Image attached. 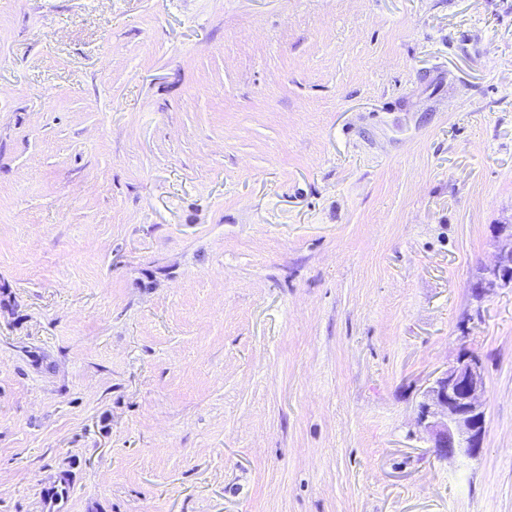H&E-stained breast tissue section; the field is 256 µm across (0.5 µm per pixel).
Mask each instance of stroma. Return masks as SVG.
<instances>
[{
    "instance_id": "35a3bbf8",
    "label": "stroma",
    "mask_w": 512,
    "mask_h": 512,
    "mask_svg": "<svg viewBox=\"0 0 512 512\" xmlns=\"http://www.w3.org/2000/svg\"><path fill=\"white\" fill-rule=\"evenodd\" d=\"M509 229L512 0H0V512H512ZM480 281V289L487 295L493 294L497 288L512 284V229L500 241L496 264L480 278ZM484 394V368L470 352L461 353L427 388L420 420L441 455L473 456L482 448Z\"/></svg>"
}]
</instances>
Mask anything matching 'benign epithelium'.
<instances>
[{
  "mask_svg": "<svg viewBox=\"0 0 512 512\" xmlns=\"http://www.w3.org/2000/svg\"><path fill=\"white\" fill-rule=\"evenodd\" d=\"M480 281L487 295L512 284V232L501 239L498 260ZM484 394V368L470 352L461 353L427 388L420 420L441 455L473 456L482 448Z\"/></svg>",
  "mask_w": 512,
  "mask_h": 512,
  "instance_id": "benign-epithelium-1",
  "label": "benign epithelium"
}]
</instances>
